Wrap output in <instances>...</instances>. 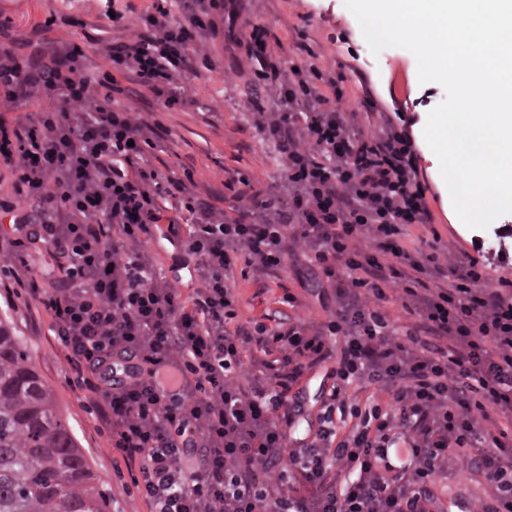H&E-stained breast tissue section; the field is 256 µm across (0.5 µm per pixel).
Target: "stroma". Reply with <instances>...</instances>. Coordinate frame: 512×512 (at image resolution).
<instances>
[{"instance_id":"1","label":"stroma","mask_w":512,"mask_h":512,"mask_svg":"<svg viewBox=\"0 0 512 512\" xmlns=\"http://www.w3.org/2000/svg\"><path fill=\"white\" fill-rule=\"evenodd\" d=\"M152 0H0V21L9 22L16 36L27 38L45 31L48 38L83 46L89 70L105 64L95 50L94 37L106 26L107 14L127 6L141 9ZM251 19L270 29L288 55L306 59L315 53V65L330 63L345 73L344 84L364 126H381L384 119L402 113L408 123L417 167L429 185L427 201L438 232L453 246L483 264L492 277L512 278V236L502 237V253L491 252L487 240L495 229L512 226V214L487 229H471L453 220L455 210L439 161L428 146L423 130L429 112L441 104L446 92L440 84L420 83L415 56L391 47L381 58L370 57L359 22L345 0H253ZM305 51H298V44ZM210 68L191 75L189 90L197 100L185 110L163 111L150 94L134 101L140 112L156 119L170 137L159 158L178 171L189 169L201 191L223 198V178L233 174L266 186L280 173L272 146L260 140L250 122L242 88L224 81L229 64L222 43L210 44ZM242 320L260 321L283 310L284 293L305 300L306 293L291 269L257 281L235 275L232 281ZM0 315L8 317L17 335L26 339L32 362L53 390L76 442L100 486L113 490V512H149L135 494H118L121 481L112 468V448L107 428L97 419L91 401L73 382L66 351L49 331L50 318L27 290L0 287Z\"/></svg>"}]
</instances>
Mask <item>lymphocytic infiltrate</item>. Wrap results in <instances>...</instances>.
<instances>
[{
    "mask_svg": "<svg viewBox=\"0 0 512 512\" xmlns=\"http://www.w3.org/2000/svg\"><path fill=\"white\" fill-rule=\"evenodd\" d=\"M160 0L115 16L123 49L9 43L0 23V160L12 174L17 285L50 316L112 452L149 512H512V288L495 287L436 232L412 142L363 129L343 89L284 58L254 24L232 37L225 82L246 81L261 139L282 162L263 188L224 182L205 200L191 174L153 162L159 122L116 99L133 74L166 109L195 100L188 74L246 0ZM167 221L199 283L160 276L148 241ZM428 238L417 245L411 229ZM51 259L31 276L26 251ZM290 267L316 310L241 320L231 279ZM322 372L316 428L304 382ZM478 482L449 501V479Z\"/></svg>",
    "mask_w": 512,
    "mask_h": 512,
    "instance_id": "obj_1",
    "label": "lymphocytic infiltrate"
}]
</instances>
